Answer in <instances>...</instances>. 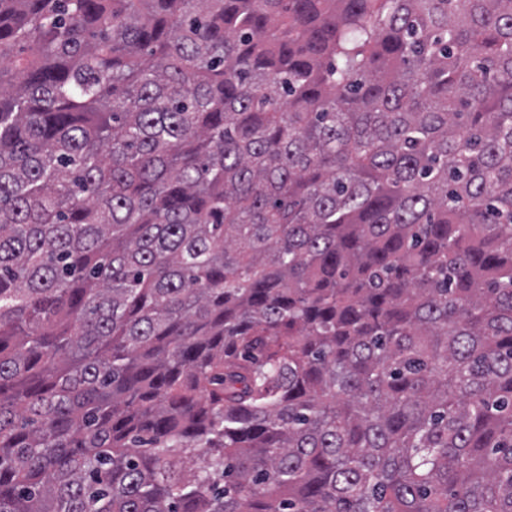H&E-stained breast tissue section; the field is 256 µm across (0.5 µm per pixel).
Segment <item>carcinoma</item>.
Masks as SVG:
<instances>
[{
	"instance_id": "1",
	"label": "carcinoma",
	"mask_w": 512,
	"mask_h": 512,
	"mask_svg": "<svg viewBox=\"0 0 512 512\" xmlns=\"http://www.w3.org/2000/svg\"><path fill=\"white\" fill-rule=\"evenodd\" d=\"M0 512H512V0H0Z\"/></svg>"
}]
</instances>
